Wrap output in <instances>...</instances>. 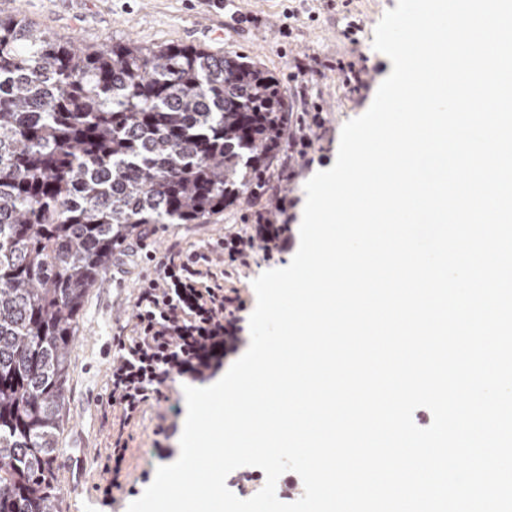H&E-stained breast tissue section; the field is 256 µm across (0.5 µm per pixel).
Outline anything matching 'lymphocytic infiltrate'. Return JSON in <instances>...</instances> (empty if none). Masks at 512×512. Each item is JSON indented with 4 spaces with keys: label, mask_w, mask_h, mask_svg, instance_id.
Listing matches in <instances>:
<instances>
[{
    "label": "lymphocytic infiltrate",
    "mask_w": 512,
    "mask_h": 512,
    "mask_svg": "<svg viewBox=\"0 0 512 512\" xmlns=\"http://www.w3.org/2000/svg\"><path fill=\"white\" fill-rule=\"evenodd\" d=\"M291 242L289 224L260 215L250 233H225L215 253L173 247L160 257L156 276L139 287L135 335L112 342L108 402L121 407L124 421L160 399L168 379L206 381L245 345L241 313L246 301L238 289L220 283L211 269L214 255H221L225 266L247 269L258 253L285 251Z\"/></svg>",
    "instance_id": "obj_1"
}]
</instances>
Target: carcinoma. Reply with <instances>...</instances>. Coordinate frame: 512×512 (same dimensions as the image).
<instances>
[{
  "label": "carcinoma",
  "mask_w": 512,
  "mask_h": 512,
  "mask_svg": "<svg viewBox=\"0 0 512 512\" xmlns=\"http://www.w3.org/2000/svg\"><path fill=\"white\" fill-rule=\"evenodd\" d=\"M287 116L278 80L242 56L0 19V512H57L73 325L115 248L235 203Z\"/></svg>",
  "instance_id": "1"
}]
</instances>
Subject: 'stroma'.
Segmentation results:
<instances>
[{"mask_svg": "<svg viewBox=\"0 0 512 512\" xmlns=\"http://www.w3.org/2000/svg\"><path fill=\"white\" fill-rule=\"evenodd\" d=\"M396 5L397 0H0V18L17 15L55 37H75L87 45L174 43L246 57L281 83L290 128H297L310 98L319 104L328 129L315 143L322 162L292 173L287 151H280L264 174V185L207 223L146 224L114 251L74 325L54 464L58 512H127L152 483L157 467L171 464V457L159 455L156 447L179 446L186 417L182 378L164 386L161 398L150 401L125 427L123 487L108 497L101 492L113 443V430L102 416L111 390L112 339L129 334L135 325L137 290L156 273L151 256L174 244L188 252L206 250L227 231L247 232L259 211L278 220L270 195L274 186L296 199L293 213L302 215L305 183L313 173L333 166L343 125L369 108L392 70L372 41L382 16ZM291 259L288 252L270 260L257 257L247 271H228L224 285L240 289L248 308H255L253 280ZM172 423L176 431L159 440L158 426Z\"/></svg>", "mask_w": 512, "mask_h": 512, "instance_id": "1", "label": "stroma"}]
</instances>
